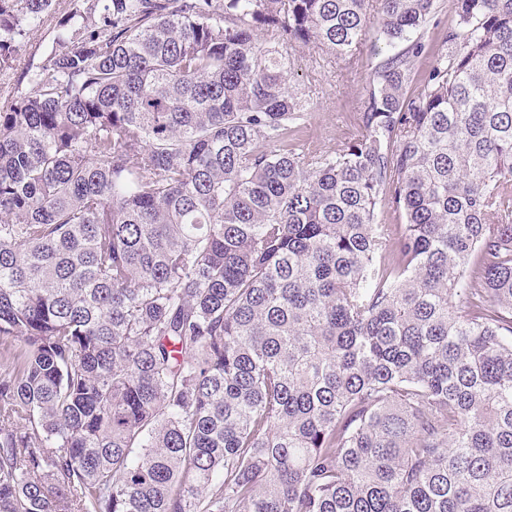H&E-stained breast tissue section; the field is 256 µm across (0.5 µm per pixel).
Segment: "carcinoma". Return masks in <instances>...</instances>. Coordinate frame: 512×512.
Here are the masks:
<instances>
[{
  "label": "carcinoma",
  "instance_id": "1",
  "mask_svg": "<svg viewBox=\"0 0 512 512\" xmlns=\"http://www.w3.org/2000/svg\"><path fill=\"white\" fill-rule=\"evenodd\" d=\"M0 88V512H512V0H86ZM54 0H0V71ZM403 224H383L389 210ZM369 1L371 29L352 64L339 63L331 67L324 63L322 67L317 52L307 48L292 51L295 71L290 83L312 103L303 135V143L310 149L328 151L343 139L350 115L358 110L366 95L373 67L391 51L383 40H376L379 2ZM453 0H438V10L434 20L427 29L424 40L427 45L426 52L418 58L415 65V79L421 78L435 63L439 52L442 50V41L448 26L454 25L456 16Z\"/></svg>",
  "mask_w": 512,
  "mask_h": 512
}]
</instances>
